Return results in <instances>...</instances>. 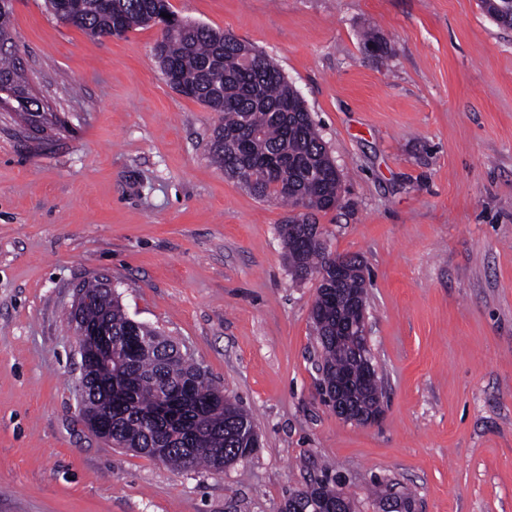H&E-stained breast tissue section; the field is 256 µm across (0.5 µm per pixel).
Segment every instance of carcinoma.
Here are the masks:
<instances>
[{"label":"carcinoma","instance_id":"1","mask_svg":"<svg viewBox=\"0 0 512 512\" xmlns=\"http://www.w3.org/2000/svg\"><path fill=\"white\" fill-rule=\"evenodd\" d=\"M72 25L91 38L168 21L167 34L155 43L153 56L171 88L217 113L206 151L224 175L239 181L260 199H280L292 207L281 225L292 274L329 271L326 240L314 242L318 215L336 209L342 180L297 90L266 57L231 35L173 16L169 0H46ZM485 13L511 27L512 0H481ZM171 15L167 20L161 13ZM14 92L20 123L42 133L48 106L32 96L25 69L13 43L0 46V86ZM361 261L350 257L341 288L346 296L364 294ZM336 287L333 275L318 288L312 308L317 342L322 349L323 376L331 381L343 374L358 387L356 406L367 408L381 399L379 379L361 380L354 357L357 339L336 342ZM89 303L82 321H112V377L123 399L112 407L106 424L112 443L158 460L176 470L206 466L220 471L252 452L253 423L249 414L186 357L168 362L136 353L125 340L131 318L119 297L101 282L83 286ZM178 402L174 419L154 416L158 403ZM340 492L338 475L324 474L298 497L333 500Z\"/></svg>","mask_w":512,"mask_h":512}]
</instances>
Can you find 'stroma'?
<instances>
[{
	"label": "stroma",
	"instance_id": "35a3bbf8",
	"mask_svg": "<svg viewBox=\"0 0 512 512\" xmlns=\"http://www.w3.org/2000/svg\"><path fill=\"white\" fill-rule=\"evenodd\" d=\"M299 91L342 175L320 216L365 266L382 413L321 395L311 311L280 226L290 210L224 176L218 119L172 89L158 27L91 39L15 0L41 138L0 107V512H285L334 465L356 512H512V29L480 0H169ZM377 29L382 52L363 34ZM106 277L250 415L254 452L177 471L84 422L75 290ZM344 380L336 382V389H330L328 386H324V396L326 402L332 407L336 416L340 419L348 422H353L358 425L367 426L374 423L379 416V408L373 413L366 416L363 414L353 415L348 403L344 396Z\"/></svg>",
	"mask_w": 512,
	"mask_h": 512
}]
</instances>
